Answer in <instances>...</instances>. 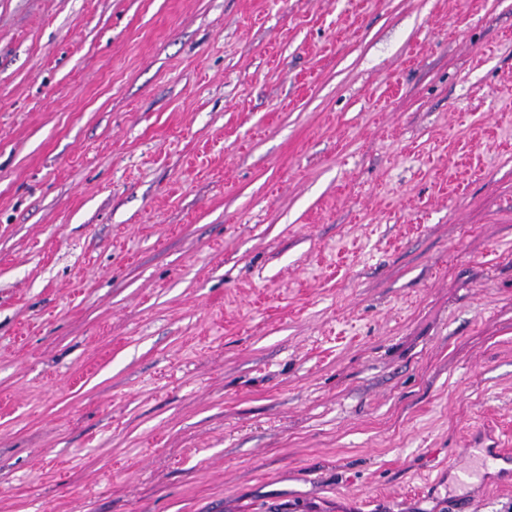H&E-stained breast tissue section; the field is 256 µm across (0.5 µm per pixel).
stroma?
Wrapping results in <instances>:
<instances>
[{
  "instance_id": "obj_1",
  "label": "stroma",
  "mask_w": 512,
  "mask_h": 512,
  "mask_svg": "<svg viewBox=\"0 0 512 512\" xmlns=\"http://www.w3.org/2000/svg\"><path fill=\"white\" fill-rule=\"evenodd\" d=\"M512 0H0V512H512Z\"/></svg>"
}]
</instances>
